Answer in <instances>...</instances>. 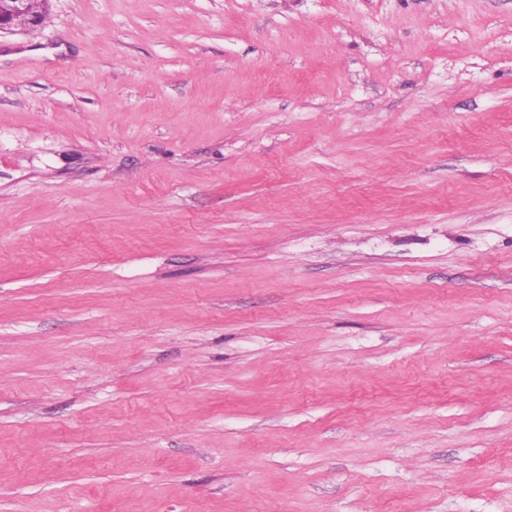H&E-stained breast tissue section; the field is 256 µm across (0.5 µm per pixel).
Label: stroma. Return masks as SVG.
I'll use <instances>...</instances> for the list:
<instances>
[{
  "mask_svg": "<svg viewBox=\"0 0 512 512\" xmlns=\"http://www.w3.org/2000/svg\"><path fill=\"white\" fill-rule=\"evenodd\" d=\"M0 512H512V0L0 33Z\"/></svg>",
  "mask_w": 512,
  "mask_h": 512,
  "instance_id": "1",
  "label": "stroma"
}]
</instances>
